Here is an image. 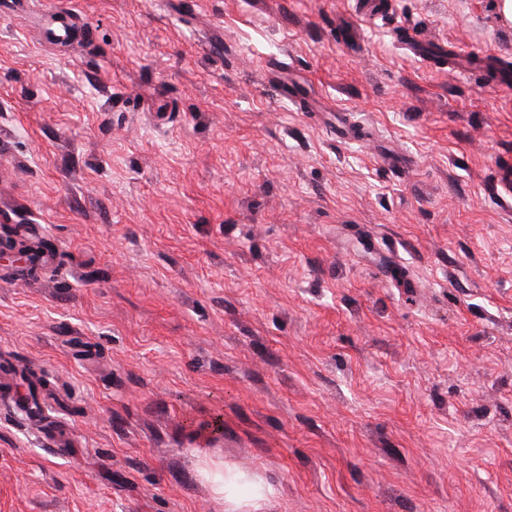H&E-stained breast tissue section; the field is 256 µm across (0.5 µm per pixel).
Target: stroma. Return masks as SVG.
<instances>
[{"instance_id": "35a3bbf8", "label": "stroma", "mask_w": 512, "mask_h": 512, "mask_svg": "<svg viewBox=\"0 0 512 512\" xmlns=\"http://www.w3.org/2000/svg\"><path fill=\"white\" fill-rule=\"evenodd\" d=\"M499 0H32L0 14V512H512V24ZM434 43L475 58L448 69ZM224 412V430L207 423ZM201 474L213 483L216 495L224 501L226 512H267L270 503L261 486L254 485L250 493L241 494V478L226 477L223 465L204 468Z\"/></svg>"}]
</instances>
